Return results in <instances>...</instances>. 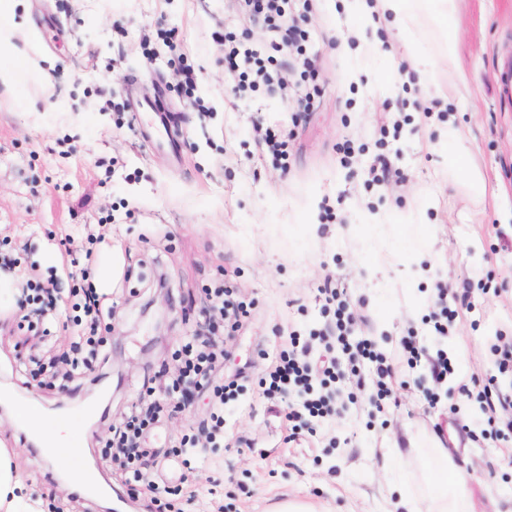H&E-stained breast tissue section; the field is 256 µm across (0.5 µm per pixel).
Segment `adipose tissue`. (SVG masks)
Returning <instances> with one entry per match:
<instances>
[{
    "mask_svg": "<svg viewBox=\"0 0 512 512\" xmlns=\"http://www.w3.org/2000/svg\"><path fill=\"white\" fill-rule=\"evenodd\" d=\"M22 0H0V86L15 94L20 103L28 96L18 89L22 71L38 68L43 59L40 36L17 19ZM350 14L363 21L381 16L391 28L409 33L412 28L435 22L453 37L457 24V0H345ZM428 452H421L420 441L412 431H405L402 444L386 449L384 468L407 466L418 457L420 492H403L395 504V512H470L465 494L466 478L441 436L429 440ZM15 449L0 441V512H40L36 501L22 491V475L16 464Z\"/></svg>",
    "mask_w": 512,
    "mask_h": 512,
    "instance_id": "ef3b65f1",
    "label": "adipose tissue"
}]
</instances>
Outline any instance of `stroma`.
<instances>
[{"mask_svg":"<svg viewBox=\"0 0 512 512\" xmlns=\"http://www.w3.org/2000/svg\"><path fill=\"white\" fill-rule=\"evenodd\" d=\"M458 16L455 56L432 95L418 85L413 59L443 52L433 24L399 39L383 24L362 27L343 0H309L297 19L309 73L297 78L293 55H274V68L295 84L286 99L263 88L233 93L225 35L268 40L234 0H26L20 19L41 36L52 88L25 73L34 112L0 90V244L18 259L13 283L34 273L55 280L63 296L66 249L92 250V271L113 268L102 326L109 360L67 393L39 385L29 354L48 343L67 351L79 328L65 299L49 338L15 308L0 313V390L30 394L51 420L66 402L81 462L92 465L144 378L175 376L176 351L193 336L209 290L222 287L250 311L238 330H218L217 381L239 391L224 403L223 441L189 464L169 461L166 485L188 473L204 504L220 478L229 512H273L291 498L319 512H389L405 473L384 475L382 451L409 427L443 432L467 472L473 512H512L507 414H486L479 399L488 378L512 388L497 353L512 342V95L499 92V63L512 57V0H458ZM169 29L173 49L160 36ZM379 43L392 54L376 51ZM130 75L142 98L164 91L182 130L178 158L141 138L126 109ZM307 94L312 107H297ZM258 122L287 136V166L263 156ZM450 122L463 149L439 146L438 130ZM379 154L398 176L372 179ZM461 164L482 174V200L455 181ZM328 280L346 289L351 338L373 343L394 374L397 401L370 404L375 366L359 361L336 386L338 415L316 435L294 438L284 412L300 395H281L273 415L262 382L292 336L333 332L336 317L318 293ZM467 282L473 291L456 300L447 335H437L438 285L460 294ZM391 285L409 294L390 315ZM408 336L426 351L414 368L400 346ZM440 351L454 369L442 385L430 373ZM211 410V391L197 393L147 434V445H176ZM31 439L11 412L0 415V441L19 452L25 493L43 512H99L98 501L61 488L59 468Z\"/></svg>","mask_w":512,"mask_h":512,"instance_id":"1","label":"stroma"}]
</instances>
